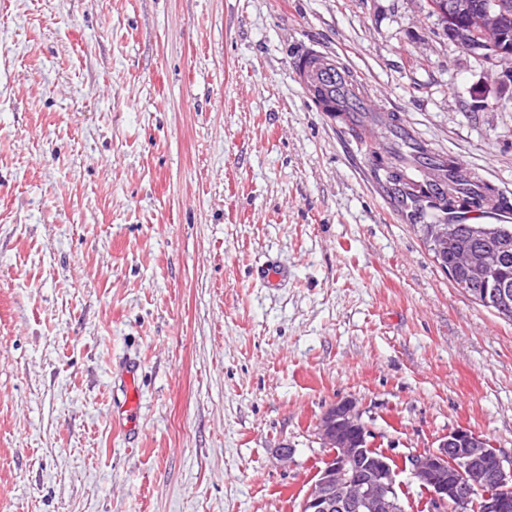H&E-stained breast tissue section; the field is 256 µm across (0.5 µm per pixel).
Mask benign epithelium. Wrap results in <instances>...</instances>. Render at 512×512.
Masks as SVG:
<instances>
[{"mask_svg": "<svg viewBox=\"0 0 512 512\" xmlns=\"http://www.w3.org/2000/svg\"><path fill=\"white\" fill-rule=\"evenodd\" d=\"M431 6L444 20L448 37L458 39L457 24L474 33L497 31L499 38L479 43L481 56L512 58L508 41V19L501 0L479 11H469L462 0H433ZM479 239H494L497 245L460 259L459 268L448 269L465 279L483 282L503 262L512 246L508 232L487 224L470 225ZM460 234V224L439 225L437 251L448 252ZM471 299L512 313V289L501 284L491 292L471 290ZM315 434L329 449L326 464L302 500L301 512H407L403 487L396 481L398 465L387 450L374 448L372 433L362 421V410L353 399L332 403L316 423ZM411 478L425 492L424 512H512V457L476 432L459 428L441 437L437 449L408 458Z\"/></svg>", "mask_w": 512, "mask_h": 512, "instance_id": "1", "label": "benign epithelium"}]
</instances>
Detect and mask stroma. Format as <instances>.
<instances>
[{
  "label": "stroma",
  "mask_w": 512,
  "mask_h": 512,
  "mask_svg": "<svg viewBox=\"0 0 512 512\" xmlns=\"http://www.w3.org/2000/svg\"><path fill=\"white\" fill-rule=\"evenodd\" d=\"M309 49L512 224V89L428 0H0V512H299L345 398L398 459L512 454V321L317 111Z\"/></svg>",
  "instance_id": "obj_1"
}]
</instances>
